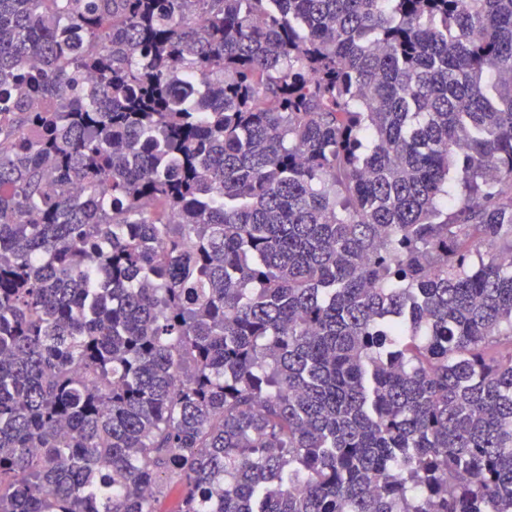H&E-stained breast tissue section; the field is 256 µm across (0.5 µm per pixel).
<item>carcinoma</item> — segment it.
Here are the masks:
<instances>
[{
	"mask_svg": "<svg viewBox=\"0 0 512 512\" xmlns=\"http://www.w3.org/2000/svg\"><path fill=\"white\" fill-rule=\"evenodd\" d=\"M507 183L512 0H0V512H512Z\"/></svg>",
	"mask_w": 512,
	"mask_h": 512,
	"instance_id": "carcinoma-1",
	"label": "carcinoma"
}]
</instances>
